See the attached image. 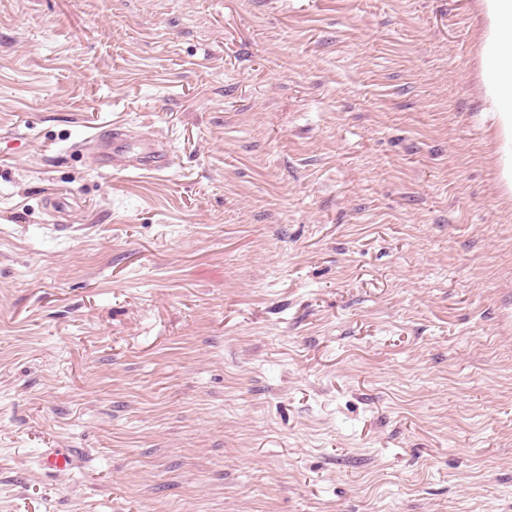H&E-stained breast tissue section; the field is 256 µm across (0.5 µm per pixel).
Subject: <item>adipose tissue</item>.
<instances>
[{
	"label": "adipose tissue",
	"instance_id": "adipose-tissue-1",
	"mask_svg": "<svg viewBox=\"0 0 512 512\" xmlns=\"http://www.w3.org/2000/svg\"><path fill=\"white\" fill-rule=\"evenodd\" d=\"M484 98L495 118L500 178L512 193V0H480Z\"/></svg>",
	"mask_w": 512,
	"mask_h": 512
}]
</instances>
